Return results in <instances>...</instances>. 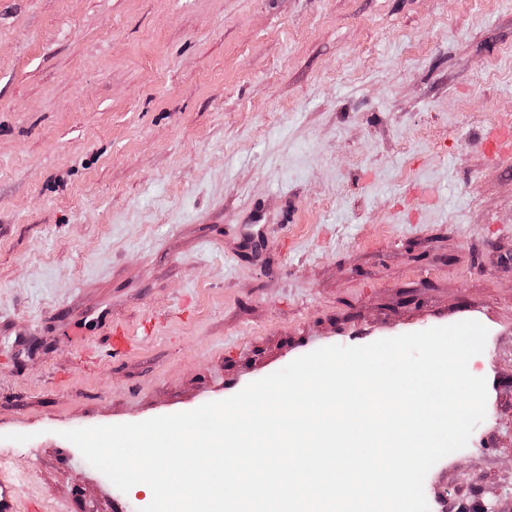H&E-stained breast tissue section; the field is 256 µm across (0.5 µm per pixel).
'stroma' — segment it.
<instances>
[{"label": "stroma", "mask_w": 512, "mask_h": 512, "mask_svg": "<svg viewBox=\"0 0 512 512\" xmlns=\"http://www.w3.org/2000/svg\"><path fill=\"white\" fill-rule=\"evenodd\" d=\"M512 0H0V481L141 512L64 431L474 320L429 512H512ZM139 347L113 355V324ZM483 151L492 157L508 155L512 152V127L498 126L485 131L480 136Z\"/></svg>", "instance_id": "35a3bbf8"}]
</instances>
